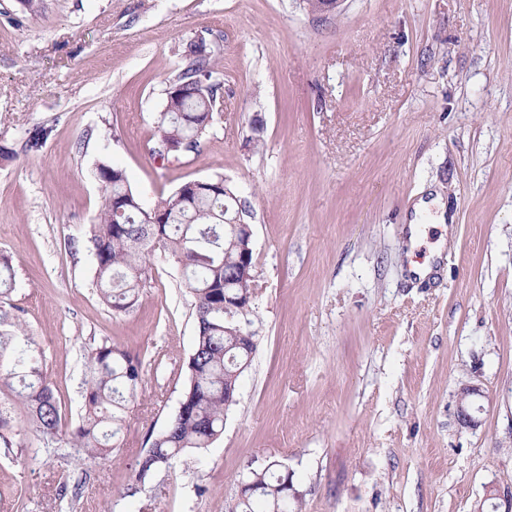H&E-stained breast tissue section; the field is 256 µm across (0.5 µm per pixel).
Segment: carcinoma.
Returning a JSON list of instances; mask_svg holds the SVG:
<instances>
[{"label":"carcinoma","instance_id":"1","mask_svg":"<svg viewBox=\"0 0 512 512\" xmlns=\"http://www.w3.org/2000/svg\"><path fill=\"white\" fill-rule=\"evenodd\" d=\"M184 67L168 78L169 88L159 112L152 155L160 142L169 155L185 154L190 143L199 149L214 120L218 87L207 83L216 72L212 51L204 40L182 47ZM104 203L85 240L92 257L101 301L116 313L139 300L142 284L156 253L175 263L183 286L193 298L198 334L188 360V385L176 412L139 456L136 482L143 483L170 467L189 449L211 446L224 433V419L237 403V387L250 353L240 346L238 333L253 324V311L239 306L252 300L253 280L247 278L254 253L235 237L231 223L242 219V204L233 186L221 176L206 179L203 190H175L141 206L125 172L108 163L97 166ZM78 423L63 430L62 405L43 371L35 341L11 307L0 304V445L28 447V436L45 446L64 444L87 458H104L120 447L119 434L130 403L142 385L141 361L131 352L106 341L86 354ZM17 401L26 419L15 423L8 405ZM288 464L271 457L265 466L245 474L251 483L239 512H300L302 496L286 493Z\"/></svg>","mask_w":512,"mask_h":512}]
</instances>
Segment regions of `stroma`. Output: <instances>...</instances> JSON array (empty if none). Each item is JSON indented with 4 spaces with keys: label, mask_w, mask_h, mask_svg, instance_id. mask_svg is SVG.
<instances>
[{
    "label": "stroma",
    "mask_w": 512,
    "mask_h": 512,
    "mask_svg": "<svg viewBox=\"0 0 512 512\" xmlns=\"http://www.w3.org/2000/svg\"><path fill=\"white\" fill-rule=\"evenodd\" d=\"M212 33L221 106L198 153L159 160L148 144L178 50ZM36 126L48 138L30 149ZM0 149L9 301L66 419L90 347L143 360L107 459L0 447V512H231L270 456L302 512H475L490 490L512 504V0H344L328 15L301 0H0ZM104 160L148 203L224 177L257 260L258 350L223 436L140 485L197 325L162 260L130 312L100 300L83 243ZM433 192L453 222L409 249ZM437 247L438 271L412 278ZM466 384L485 393L473 430L456 419Z\"/></svg>",
    "instance_id": "1"
}]
</instances>
